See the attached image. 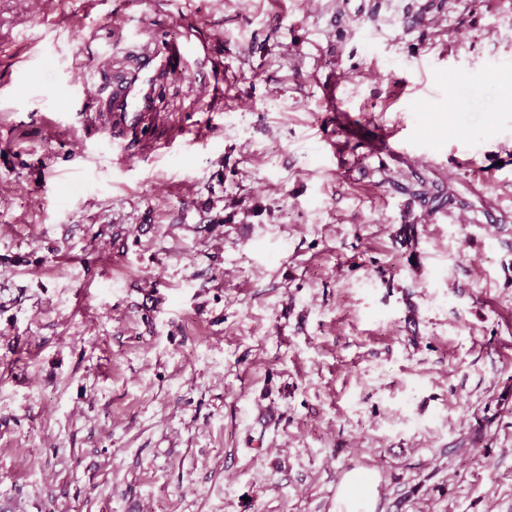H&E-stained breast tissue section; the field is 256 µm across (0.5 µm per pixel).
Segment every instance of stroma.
<instances>
[{"label":"stroma","mask_w":512,"mask_h":512,"mask_svg":"<svg viewBox=\"0 0 512 512\" xmlns=\"http://www.w3.org/2000/svg\"><path fill=\"white\" fill-rule=\"evenodd\" d=\"M137 26L193 56L121 161ZM350 474L512 512V0H0V512H336Z\"/></svg>","instance_id":"35a3bbf8"}]
</instances>
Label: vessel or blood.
<instances>
[{"label": "vessel or blood", "instance_id": "vessel-or-blood-1", "mask_svg": "<svg viewBox=\"0 0 512 512\" xmlns=\"http://www.w3.org/2000/svg\"><path fill=\"white\" fill-rule=\"evenodd\" d=\"M192 48L185 42H166L137 53L128 68L116 71L99 92L97 117L109 135V147L129 158L155 119L154 91L157 83L181 72Z\"/></svg>", "mask_w": 512, "mask_h": 512}]
</instances>
